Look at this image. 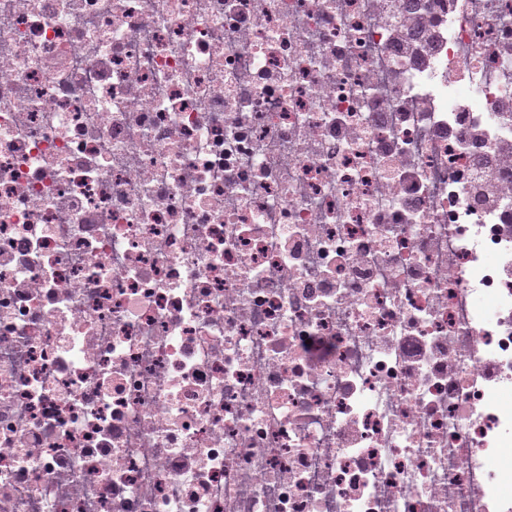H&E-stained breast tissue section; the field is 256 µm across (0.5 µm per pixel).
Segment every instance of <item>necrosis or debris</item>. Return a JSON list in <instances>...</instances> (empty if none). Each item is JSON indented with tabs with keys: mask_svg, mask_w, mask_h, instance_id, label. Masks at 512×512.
Segmentation results:
<instances>
[{
	"mask_svg": "<svg viewBox=\"0 0 512 512\" xmlns=\"http://www.w3.org/2000/svg\"><path fill=\"white\" fill-rule=\"evenodd\" d=\"M512 0H0V512H512Z\"/></svg>",
	"mask_w": 512,
	"mask_h": 512,
	"instance_id": "necrosis-or-debris-1",
	"label": "necrosis or debris"
}]
</instances>
